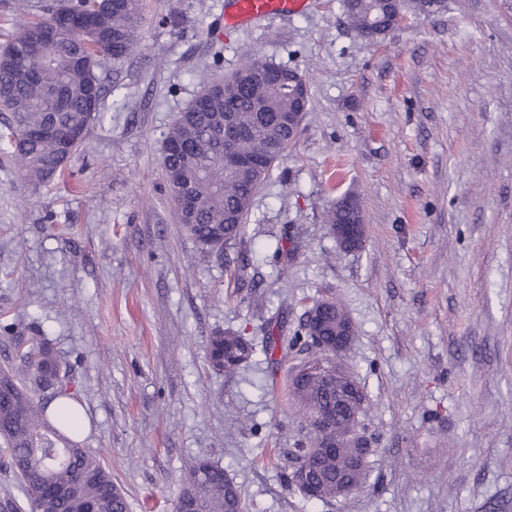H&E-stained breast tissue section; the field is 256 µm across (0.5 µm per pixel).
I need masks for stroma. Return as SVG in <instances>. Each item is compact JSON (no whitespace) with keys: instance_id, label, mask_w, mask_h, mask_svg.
I'll return each mask as SVG.
<instances>
[{"instance_id":"1","label":"stroma","mask_w":512,"mask_h":512,"mask_svg":"<svg viewBox=\"0 0 512 512\" xmlns=\"http://www.w3.org/2000/svg\"><path fill=\"white\" fill-rule=\"evenodd\" d=\"M225 0H143L142 48L63 178L27 182L0 149V366L46 338L129 512H174L191 460L220 464L245 512H512V0L405 12L375 42L341 0L225 28ZM294 69L311 102L254 199L241 243L203 257L161 168L206 81L248 57ZM365 240L324 222L343 194ZM297 245L273 257L278 238ZM322 296L355 325L341 361L371 441L359 491L311 500L284 472L307 423L290 369L313 346L256 351L235 375L208 340L262 343Z\"/></svg>"}]
</instances>
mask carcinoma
I'll return each instance as SVG.
<instances>
[{"instance_id": "1", "label": "carcinoma", "mask_w": 512, "mask_h": 512, "mask_svg": "<svg viewBox=\"0 0 512 512\" xmlns=\"http://www.w3.org/2000/svg\"><path fill=\"white\" fill-rule=\"evenodd\" d=\"M69 5L73 16L90 22L92 30L59 29L48 40L41 33L57 11ZM411 9L429 17L443 10L444 0H342L350 27L366 34L377 26L391 30L397 25L395 10ZM142 0H122L109 8L104 0H62L48 8V17L38 21H4L12 31L0 46V114L6 115L0 142L11 151L23 176L33 182L49 181L63 174L66 161L59 143L48 136L31 137L55 121L65 122L86 134L105 88L98 74L110 60L121 64L141 47L138 23ZM298 74L284 66L258 58L248 60L228 76L214 78L175 120L165 141L177 151L161 156V166L172 188L185 185L192 194L193 223L186 231L203 253L213 244L235 243L244 235L247 215L255 196L270 178L276 161L295 140L298 126L286 117L300 111L286 77ZM229 119L235 130L232 143L241 156H263L264 171L228 170L224 167V137L214 129ZM333 203L324 223L329 230L342 224L364 226L359 200ZM325 336H334L344 326L347 314L333 299H323L321 312ZM309 343L307 323L291 331L288 348ZM253 354V346L241 334L226 330L209 338V362L213 369L234 372L239 361ZM26 381L15 372L0 369V439L9 450L10 464L20 477L31 512H128L122 490L112 474L77 437L81 424L74 406L63 402L55 419L48 406L70 397L62 384L60 366L47 342L35 339L22 354ZM309 362L296 365L289 376L293 398L302 416L309 418L335 409V428L346 434L357 430L359 421L345 416L340 402L353 379L342 366L336 377L303 374ZM44 395L36 400L35 392ZM353 446L334 455L315 454L311 446L298 449L305 457L321 500L336 498V483L351 476ZM180 496H189L198 512H243L241 488L208 459L193 463L184 475Z\"/></svg>"}]
</instances>
